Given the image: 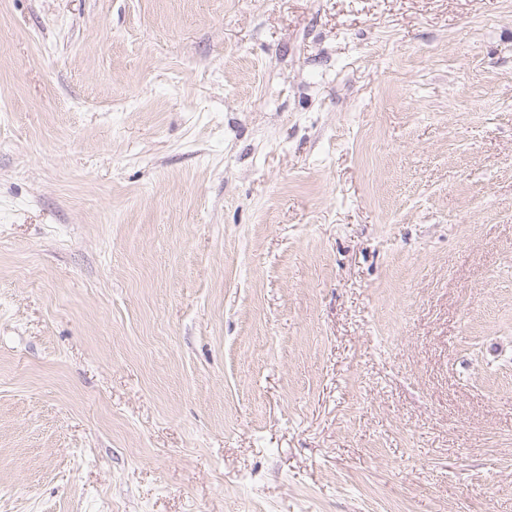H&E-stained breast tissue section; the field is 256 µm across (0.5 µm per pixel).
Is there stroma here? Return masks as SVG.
I'll return each mask as SVG.
<instances>
[{
	"label": "stroma",
	"mask_w": 512,
	"mask_h": 512,
	"mask_svg": "<svg viewBox=\"0 0 512 512\" xmlns=\"http://www.w3.org/2000/svg\"><path fill=\"white\" fill-rule=\"evenodd\" d=\"M0 512H512V0H0Z\"/></svg>",
	"instance_id": "stroma-1"
}]
</instances>
